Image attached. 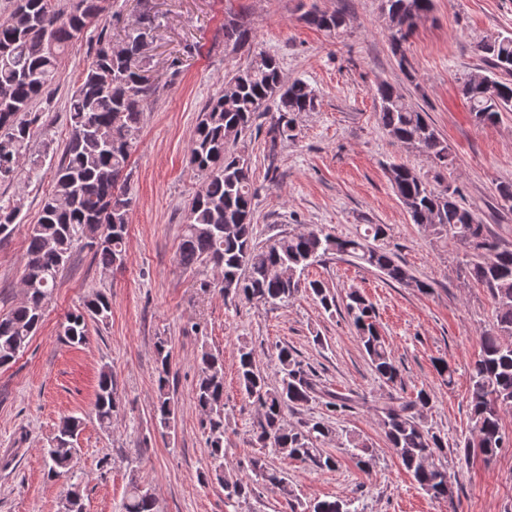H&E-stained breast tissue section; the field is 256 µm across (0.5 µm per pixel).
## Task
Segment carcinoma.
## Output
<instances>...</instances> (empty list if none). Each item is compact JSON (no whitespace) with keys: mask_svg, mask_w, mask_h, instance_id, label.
Wrapping results in <instances>:
<instances>
[{"mask_svg":"<svg viewBox=\"0 0 512 512\" xmlns=\"http://www.w3.org/2000/svg\"><path fill=\"white\" fill-rule=\"evenodd\" d=\"M111 0H12V9L0 18V182H11L25 172L37 176L53 149L46 143L32 147L33 126L38 114L33 104L42 99L54 82L62 57L86 29L107 21ZM434 8V0H382L393 53L407 77L412 66L404 44L418 22ZM301 19L317 29L336 33L348 26L343 11L327 12L316 7ZM151 26L133 27L120 50L112 47L107 29L100 30L90 64L78 76L68 101L69 138L53 169L52 189L46 196L37 223L27 228L24 300L0 315V367L12 363L23 351L43 321L58 278L73 256L78 242L93 250L98 263L117 269L125 262L131 199L124 190L131 151L142 129L144 106L157 86L142 74L137 63L146 58L145 47L153 41ZM252 29L243 21L224 20V45L243 48L253 44ZM488 69L470 75L461 86L473 121L493 125L502 113L512 112V34L498 35L477 46ZM378 121L393 140L423 153L434 167L445 171L455 165V156L426 114L409 104L393 87L376 88ZM318 106L316 91L305 81H284L279 61L264 51L252 54L248 64L224 85V93L209 99L198 115L190 148V164L202 176L185 216L178 262L185 268L205 264L221 272L217 282L224 301L245 300L269 306L286 305L306 291L327 311L337 310L336 294L304 273L312 264L329 257H349L360 266L375 269L400 285L431 288L415 279L405 264L382 243L380 224L370 225L373 240L337 236L322 227L274 238L263 246L253 240L254 199L257 191L250 176L249 159L234 147L245 138L256 119L268 117L269 155L295 137L294 116L313 112ZM390 184L415 224L434 235H449L464 252L465 277L487 289L495 304V316L481 333V351L469 368L470 437L456 444L459 458L481 455L495 459L512 447V433L502 425V416L512 411V246L504 245L462 205L458 187L445 183L431 186L411 168L400 164L388 169ZM21 204L0 206V238L16 229ZM346 317L355 327L360 343L378 379L395 384L399 367L381 335L374 305L358 290L342 298ZM112 315L109 299L96 293L83 307L66 317L63 336L71 344H82L88 324H108ZM157 395L154 416L159 426L175 428L178 405L169 389L170 350L161 337L156 346ZM273 361L280 383L272 386L257 367L254 350L246 342L238 346V380L243 394L254 401L260 416L251 430L255 445L313 471H332L337 456L319 443L335 434L331 419L350 410L351 399L328 393L325 413L296 424L285 423V415L307 406L316 384L294 352L279 346ZM195 403L203 415L201 427L211 459L203 472L204 482L215 481L224 488V498L240 500L255 487L224 473V357L203 350ZM431 395L420 390L416 396H392L378 407L385 438L403 468L423 489L436 498H453L448 473L442 462L448 441L420 419ZM122 405L116 378L105 366L98 379L95 416L105 429ZM82 419H60L52 445L45 451L48 476L72 481L64 504L65 512H83L80 483L74 481L73 441ZM348 447L361 469L372 467V449L353 435ZM255 477L280 490L287 503L293 502L288 474L272 467L266 456L251 458ZM346 499L318 500L303 505V512H353ZM123 512H157L150 490L131 478Z\"/></svg>","mask_w":512,"mask_h":512,"instance_id":"obj_1","label":"carcinoma"}]
</instances>
